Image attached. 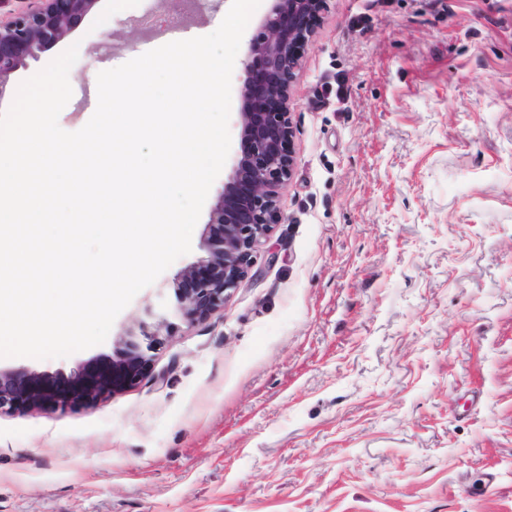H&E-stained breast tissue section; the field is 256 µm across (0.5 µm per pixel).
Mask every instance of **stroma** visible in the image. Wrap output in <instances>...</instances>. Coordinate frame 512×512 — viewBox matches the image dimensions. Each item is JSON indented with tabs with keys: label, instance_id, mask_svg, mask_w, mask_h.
<instances>
[{
	"label": "stroma",
	"instance_id": "1",
	"mask_svg": "<svg viewBox=\"0 0 512 512\" xmlns=\"http://www.w3.org/2000/svg\"><path fill=\"white\" fill-rule=\"evenodd\" d=\"M177 0H98L0 95L70 46L85 88L161 46ZM283 215L223 310L186 324L192 249L104 343L4 368L70 371L166 318L139 380L0 416V512H512V0H329L289 105Z\"/></svg>",
	"mask_w": 512,
	"mask_h": 512
}]
</instances>
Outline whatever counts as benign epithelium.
<instances>
[{
    "label": "benign epithelium",
    "mask_w": 512,
    "mask_h": 512,
    "mask_svg": "<svg viewBox=\"0 0 512 512\" xmlns=\"http://www.w3.org/2000/svg\"><path fill=\"white\" fill-rule=\"evenodd\" d=\"M30 10L0 23V91L26 58L61 42L72 21L88 14L96 0H37ZM326 0H274L270 13L249 41L238 113L241 157L212 208L209 225L222 233L204 239L208 256L189 267L174 288L178 310L187 324L224 308L247 276L256 243L282 220L280 190L290 179L294 158L289 149L291 84L300 67L301 49L313 29L303 23L319 15ZM264 81L256 84L257 71ZM114 356L87 361L68 376L25 367L0 368V415L46 404L64 407L92 402L134 383L157 345L156 333L142 321L138 333L120 340Z\"/></svg>",
    "instance_id": "7a95c632"
}]
</instances>
